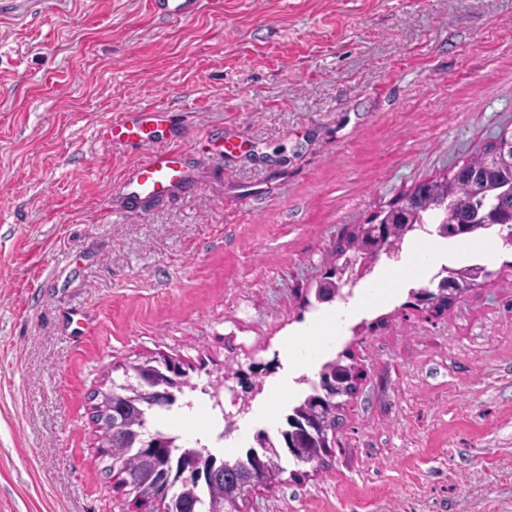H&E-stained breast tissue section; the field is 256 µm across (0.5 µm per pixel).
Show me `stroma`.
I'll list each match as a JSON object with an SVG mask.
<instances>
[{"mask_svg":"<svg viewBox=\"0 0 512 512\" xmlns=\"http://www.w3.org/2000/svg\"><path fill=\"white\" fill-rule=\"evenodd\" d=\"M133 109L166 112L196 184L127 211L143 150L108 128ZM511 130L512 0H199L183 23L0 0V512H146L95 464L89 400L136 359L254 373L287 408L338 242ZM378 266L394 294L350 298L322 465L282 460L242 512H512V270L432 312Z\"/></svg>","mask_w":512,"mask_h":512,"instance_id":"stroma-1","label":"stroma"}]
</instances>
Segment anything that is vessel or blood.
<instances>
[{"mask_svg":"<svg viewBox=\"0 0 512 512\" xmlns=\"http://www.w3.org/2000/svg\"><path fill=\"white\" fill-rule=\"evenodd\" d=\"M199 0H151L154 13L166 20L182 22L197 14ZM159 110H130L112 122L109 127L113 140H138L145 154L143 160L129 171L126 178L128 196L136 205L147 204L172 194L174 189H189L191 177L181 159L187 148L180 139H172L164 149H157L153 124L161 122Z\"/></svg>","mask_w":512,"mask_h":512,"instance_id":"1","label":"vessel or blood"}]
</instances>
